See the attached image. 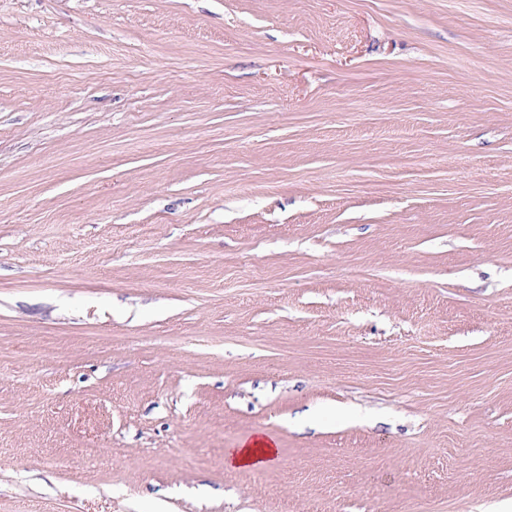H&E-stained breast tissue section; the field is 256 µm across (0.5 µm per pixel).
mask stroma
Masks as SVG:
<instances>
[{"mask_svg": "<svg viewBox=\"0 0 512 512\" xmlns=\"http://www.w3.org/2000/svg\"><path fill=\"white\" fill-rule=\"evenodd\" d=\"M509 499L512 0H0V512ZM275 441L266 434H249L240 439L237 448H230L224 459L227 467L242 469L261 468L277 460Z\"/></svg>", "mask_w": 512, "mask_h": 512, "instance_id": "obj_1", "label": "stroma"}]
</instances>
